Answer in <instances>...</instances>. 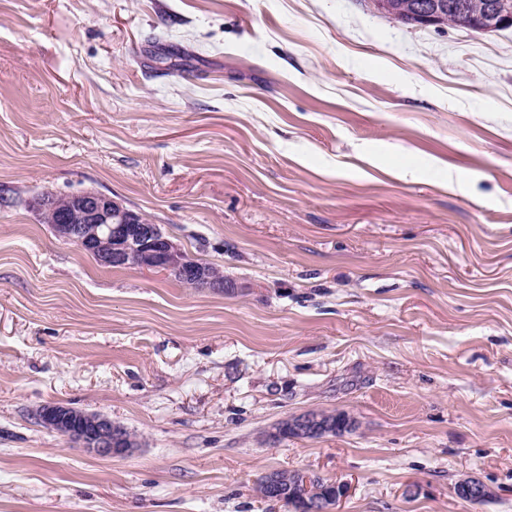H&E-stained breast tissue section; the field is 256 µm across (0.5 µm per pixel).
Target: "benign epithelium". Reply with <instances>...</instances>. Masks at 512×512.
Masks as SVG:
<instances>
[{"label":"benign epithelium","instance_id":"benign-epithelium-1","mask_svg":"<svg viewBox=\"0 0 512 512\" xmlns=\"http://www.w3.org/2000/svg\"><path fill=\"white\" fill-rule=\"evenodd\" d=\"M413 18L429 26L444 19V13L429 0L413 5ZM512 24V11L502 0H488L484 14L474 18L470 27L487 29ZM39 214H55L60 221L51 223L54 235L66 243L98 254L101 263L111 268H153L179 276L183 285L198 290L234 288L219 271H207L179 243L166 234L160 225L143 214L124 207L112 197L94 191L58 196L45 192L35 200ZM37 420L86 452L102 458H124L136 450V441L129 430L108 416L81 411L61 404L47 405L37 412ZM341 427L343 432L359 428L357 418L347 412L334 414L309 410L291 414L268 428L262 442H271L283 428L294 438L317 440ZM335 493L325 492L315 477L304 478L305 494L298 503V512H334V506L347 495L348 485L334 482ZM457 497L479 504L494 496L492 489L475 476L458 481Z\"/></svg>","mask_w":512,"mask_h":512}]
</instances>
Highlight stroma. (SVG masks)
I'll list each match as a JSON object with an SVG mask.
<instances>
[{
    "label": "stroma",
    "mask_w": 512,
    "mask_h": 512,
    "mask_svg": "<svg viewBox=\"0 0 512 512\" xmlns=\"http://www.w3.org/2000/svg\"><path fill=\"white\" fill-rule=\"evenodd\" d=\"M46 190L114 198L238 290L101 266ZM45 404L142 445L89 454ZM311 409L361 426L262 444ZM273 469L348 483L340 512H512V28L0 0V512H289L255 491ZM457 497L464 498L472 504H479L494 496L492 489L475 476H468L458 481L454 487Z\"/></svg>",
    "instance_id": "35a3bbf8"
}]
</instances>
